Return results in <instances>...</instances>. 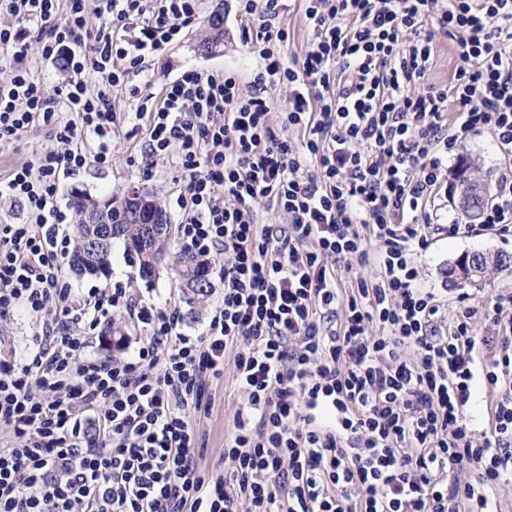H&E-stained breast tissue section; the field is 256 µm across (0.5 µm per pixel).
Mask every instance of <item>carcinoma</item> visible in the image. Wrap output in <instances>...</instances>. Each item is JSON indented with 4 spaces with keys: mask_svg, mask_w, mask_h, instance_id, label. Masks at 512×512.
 I'll use <instances>...</instances> for the list:
<instances>
[{
    "mask_svg": "<svg viewBox=\"0 0 512 512\" xmlns=\"http://www.w3.org/2000/svg\"><path fill=\"white\" fill-rule=\"evenodd\" d=\"M222 26L223 20L219 16L211 17L208 22L209 32L201 39L199 47L206 49L219 44L223 37ZM70 207L75 214V222L72 229L74 249L69 256L68 265L73 271L90 275L106 272L110 264L112 245L121 241L127 251L135 255L140 277L147 281L156 277L154 263L164 261L172 238V227H167L162 235H148L145 226L140 224L145 216L139 214L136 196L126 191L122 199L113 198L108 205L84 192L75 191L70 199ZM96 209L108 221L115 223V231L108 242L94 247L88 240L90 228L84 224V220L88 213ZM202 267L209 268V263L199 262L197 257L184 250L176 253L169 267L174 277L183 283V295L191 306L204 304L210 295V285L203 286L200 283L199 271ZM103 334L112 336L114 348L119 351L126 342L127 329L121 318L116 317L104 326Z\"/></svg>",
    "mask_w": 512,
    "mask_h": 512,
    "instance_id": "cac0c4a2",
    "label": "carcinoma"
}]
</instances>
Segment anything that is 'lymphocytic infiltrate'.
<instances>
[{"label":"lymphocytic infiltrate","mask_w":512,"mask_h":512,"mask_svg":"<svg viewBox=\"0 0 512 512\" xmlns=\"http://www.w3.org/2000/svg\"><path fill=\"white\" fill-rule=\"evenodd\" d=\"M236 2L257 58L249 85L187 69L152 106L126 79L198 22L199 0H0V146L40 125L56 143L0 179L22 216L0 220V319L21 304L40 322L33 350L0 359V512H500L512 292L448 309L420 286L414 256L440 236L512 232V170L481 223L428 220L470 135L490 132L512 156V0H301L311 38L299 65L286 60V0ZM440 36L458 60L451 82L411 93ZM35 41L66 74L55 90L32 73ZM121 85L149 121L129 165L175 157L183 248L228 258L197 336L122 284L79 295L63 274L73 219L59 185L111 166ZM259 199L289 224L259 223ZM344 260L374 265L377 280L344 288ZM115 309L149 340L119 360L92 356L76 326ZM480 317L490 335L475 333ZM228 365L243 400L224 441L232 469L206 470L189 415L210 412ZM487 391L476 437L471 409Z\"/></svg>","instance_id":"f902f5d3"}]
</instances>
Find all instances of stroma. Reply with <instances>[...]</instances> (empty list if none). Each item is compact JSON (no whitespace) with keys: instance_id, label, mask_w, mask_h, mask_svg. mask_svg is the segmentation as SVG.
Returning a JSON list of instances; mask_svg holds the SVG:
<instances>
[{"instance_id":"stroma-1","label":"stroma","mask_w":512,"mask_h":512,"mask_svg":"<svg viewBox=\"0 0 512 512\" xmlns=\"http://www.w3.org/2000/svg\"><path fill=\"white\" fill-rule=\"evenodd\" d=\"M199 5L198 23L187 28L180 40L165 51L147 58L143 73L130 75L129 84L139 86L142 95L161 98L163 87L188 68L209 72L235 71L241 74L243 81H250L256 60L250 46L239 38L234 20V0H200ZM214 14H224L228 17L223 25V38L217 51L203 53L199 51L198 45L208 28L209 17ZM112 96L117 108V122L112 131V165L106 169H93L76 177L64 179L59 191L60 204H68L72 192L75 191H82L95 199L103 200L129 186L137 185L153 190L160 198L170 224H180L182 212L177 205V199L185 188L181 172L173 167L170 160L162 157L146 169L128 167L127 157L139 153L145 144L147 122L128 114L124 88H114ZM50 144L46 127L28 129L19 141L0 148V174L27 161ZM463 158L473 162L470 170L472 178L490 189L495 188L505 166V160L489 133L482 132L468 137L460 150L459 159L449 160L450 176L435 199V205L440 209L441 220L446 224H462L466 221L459 204V196L454 192V175L460 159ZM465 252L503 254L512 258V236L461 234L434 242L426 252L416 258L421 285L445 292L448 300L452 302L461 296L469 297L474 302H481L495 292L512 290V265L503 268L479 288L451 278L448 274L450 267L457 257ZM223 264L224 261L220 258L210 263V304L203 308L186 302L183 288L175 278L163 274L150 282L142 280L137 273L134 258L120 242L113 245L111 264L107 273L79 276L70 272L66 278L72 288L79 293L87 292L91 288H104L118 281L130 283L133 294L176 309L181 318L182 332L196 336L203 332L212 304L218 303L224 294V281L220 275ZM37 328L38 324L34 317L21 308L16 309L9 320L0 321V358L22 353L31 347L33 334ZM211 401L213 407L210 414L198 415L193 419L199 443L204 449L203 463L207 466L216 463L223 456L224 438L233 431L235 414L241 405V396L233 380L232 369H225L223 378L213 383Z\"/></svg>"}]
</instances>
